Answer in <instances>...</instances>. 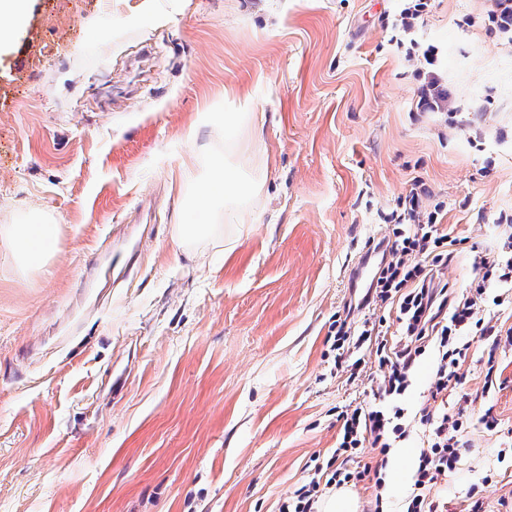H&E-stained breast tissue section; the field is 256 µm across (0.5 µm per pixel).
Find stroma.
<instances>
[{"label": "stroma", "mask_w": 512, "mask_h": 512, "mask_svg": "<svg viewBox=\"0 0 512 512\" xmlns=\"http://www.w3.org/2000/svg\"><path fill=\"white\" fill-rule=\"evenodd\" d=\"M29 0L0 48V225L54 224L48 272L0 240V512H280L331 458L345 406L370 405L375 356L338 354L333 324L361 307L393 219L418 196L469 245L437 280L459 293L474 253L512 232V38L496 0ZM449 97L431 109V85ZM253 112L239 170L266 175L232 253L187 257L171 236L194 190L177 173L223 150L201 113ZM364 358L358 377L337 356ZM432 354L409 415H468L441 512H512V345L470 339L456 384L432 395ZM494 377H487V367ZM492 410L497 430L479 418ZM351 482L358 512H400Z\"/></svg>", "instance_id": "stroma-1"}]
</instances>
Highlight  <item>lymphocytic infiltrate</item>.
<instances>
[{"mask_svg":"<svg viewBox=\"0 0 512 512\" xmlns=\"http://www.w3.org/2000/svg\"><path fill=\"white\" fill-rule=\"evenodd\" d=\"M418 197H411L406 214L409 232L394 231L387 241L377 270L361 301L362 306L391 305L400 324L396 345L381 340L375 354L385 374L377 395L369 407L356 406L338 415L341 423L336 456L361 448H375L387 454L397 442L405 440L410 430L405 410L398 400L412 384V369L426 351H434L437 367L433 376L435 393L447 391L457 369L467 358L468 344L461 338L467 333L487 334L481 312L489 286L512 290V261L475 257L472 281L460 296L449 297L447 285L435 282L432 271L448 261L449 247L460 239L452 225L428 220L417 221ZM427 448L419 457L414 474V493L405 503V512H439L429 491L439 477L455 470L465 430L462 418L448 415H423Z\"/></svg>","mask_w":512,"mask_h":512,"instance_id":"1","label":"lymphocytic infiltrate"}]
</instances>
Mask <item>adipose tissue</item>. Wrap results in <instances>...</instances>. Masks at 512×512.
Masks as SVG:
<instances>
[{"instance_id": "1", "label": "adipose tissue", "mask_w": 512, "mask_h": 512, "mask_svg": "<svg viewBox=\"0 0 512 512\" xmlns=\"http://www.w3.org/2000/svg\"><path fill=\"white\" fill-rule=\"evenodd\" d=\"M256 121L253 113L229 112L221 116L224 128V151L200 160L192 155L184 161L180 178L185 185H195L200 165H208L218 179L210 192L196 194L190 199L189 209L213 211L216 203H223L224 213L229 216L228 224H185L173 225L172 237L184 249L193 250L208 244L224 252H232L238 239L249 230L244 217L254 196L263 186L262 177L248 180L240 178L238 170L230 162L232 156L241 154L243 132L251 129ZM0 236L7 241L15 266L40 271L46 268L57 247L54 225L44 223L40 216L33 215L22 224H8L0 229Z\"/></svg>"}]
</instances>
